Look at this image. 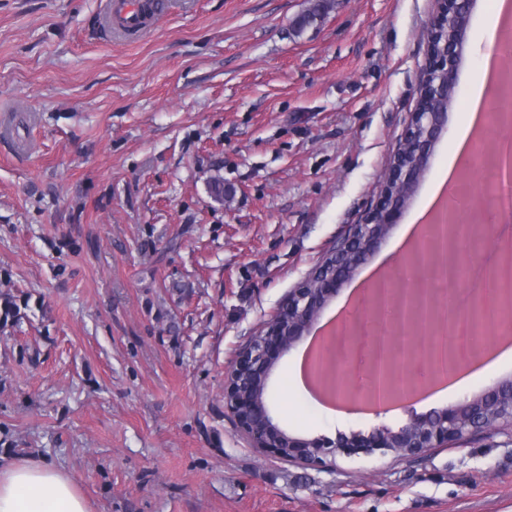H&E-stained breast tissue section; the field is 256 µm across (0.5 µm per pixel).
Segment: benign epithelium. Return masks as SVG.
Segmentation results:
<instances>
[{
  "mask_svg": "<svg viewBox=\"0 0 512 512\" xmlns=\"http://www.w3.org/2000/svg\"><path fill=\"white\" fill-rule=\"evenodd\" d=\"M443 2V11L430 26L429 64L419 81L415 112L403 134V138L410 140L412 157L404 162L393 157L377 204L337 245L334 254L338 257L356 252L369 257L391 226L398 223L407 200L396 193V188L412 190L417 187L447 124V103L454 93L457 62L463 51L462 25L469 18L472 0ZM450 29L455 31L453 40L448 39ZM489 235L491 229L487 226L482 230H468L463 238L456 218L448 220V248L457 256L460 255V240L481 249ZM351 274L352 271L343 270L319 278L317 272H311L301 286L288 295L265 331L248 343L229 367L224 383L225 407L238 421L252 447L274 457L284 456L288 460L323 467L328 457L338 454L369 456L395 448L402 457L418 456L450 442H462L474 434L491 433L512 420V381L509 380L496 383L477 400L412 414L396 431L381 426L350 437L338 433L334 439L322 437L306 441L284 437L268 407H259V400L250 392L238 389L236 382L242 378L266 387L274 363L303 339L327 301ZM385 301L395 304L397 316L393 322L383 325L380 337L387 344V359L377 363L376 370L381 382L389 386L393 383L392 363L408 367L420 362L421 342L433 327L434 305L424 300L408 282L394 285ZM284 312L292 318L286 332L281 326Z\"/></svg>",
  "mask_w": 512,
  "mask_h": 512,
  "instance_id": "1",
  "label": "benign epithelium"
}]
</instances>
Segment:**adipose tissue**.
<instances>
[{
    "mask_svg": "<svg viewBox=\"0 0 512 512\" xmlns=\"http://www.w3.org/2000/svg\"><path fill=\"white\" fill-rule=\"evenodd\" d=\"M0 512H89L75 479L24 461L0 466Z\"/></svg>",
    "mask_w": 512,
    "mask_h": 512,
    "instance_id": "obj_1",
    "label": "adipose tissue"
}]
</instances>
